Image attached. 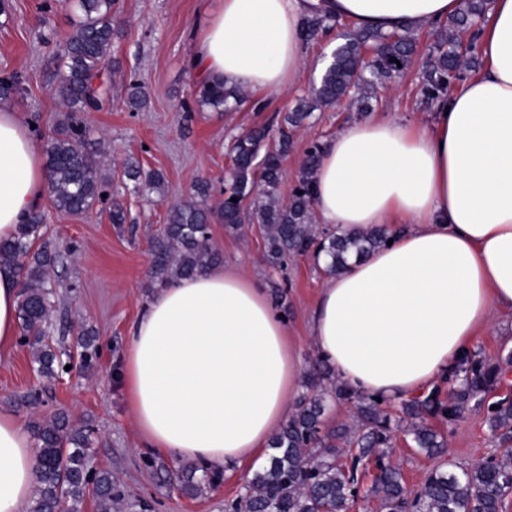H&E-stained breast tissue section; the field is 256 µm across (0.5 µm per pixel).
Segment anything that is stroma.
<instances>
[{
  "mask_svg": "<svg viewBox=\"0 0 512 512\" xmlns=\"http://www.w3.org/2000/svg\"><path fill=\"white\" fill-rule=\"evenodd\" d=\"M209 7V0H116L113 12L122 22L112 47L116 64L101 73L106 89L101 110L85 116L87 138L100 154L102 175L109 178L107 196L82 215L57 210L47 197L38 205L43 240L59 255L48 332L61 352L90 336L92 358L76 376L48 384L34 373L23 340L0 349V406L11 409L27 426L63 415L73 425L92 427L95 467L112 471L120 480L114 512H224L225 502L236 496L254 470L250 464L225 469L216 488L196 497L184 495L170 478L181 462L145 447L117 372L130 328L158 289L150 276L153 245L169 206L189 199L194 185L204 180L210 185L207 205L219 207L228 184L230 138L255 127L277 129L297 97L308 93L318 79L324 53L337 44L332 33L307 39L300 79L285 92H246L242 105L232 112L204 107L198 103L201 83L189 57L197 26ZM78 19L79 10L70 0H6L0 10V79L16 72L23 75V92L9 101L41 145L53 136L64 115L54 93L55 59ZM413 35L418 43L415 64L402 80L380 91L374 114L423 121L432 110L420 73L434 41L433 30L421 27ZM134 84L147 96L140 110L127 104ZM359 117L344 105L315 111L310 125L296 132L283 163L281 200H289L298 185L306 151ZM130 159L143 171L162 173L161 188L150 198L128 191L123 166ZM116 207L124 210L125 223H113ZM209 232L210 245L223 262L243 263L266 288L294 335H307L308 317L324 280L313 257L289 261L278 271L266 263L264 242L257 234H231L218 219L212 220ZM505 347L512 348L511 312L494 316L474 352L492 360ZM36 389L43 394L42 404L22 405V397ZM444 432L448 447L441 458L418 453L409 437L395 436L391 456L409 487H418L443 459L471 465L498 451L485 407L470 406Z\"/></svg>",
  "mask_w": 512,
  "mask_h": 512,
  "instance_id": "obj_1",
  "label": "stroma"
}]
</instances>
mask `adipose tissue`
<instances>
[{
    "label": "adipose tissue",
    "instance_id": "obj_1",
    "mask_svg": "<svg viewBox=\"0 0 512 512\" xmlns=\"http://www.w3.org/2000/svg\"><path fill=\"white\" fill-rule=\"evenodd\" d=\"M459 0H213L190 66L203 81L268 93L303 66V20L322 12L395 31L444 22ZM475 46L484 66L436 99L427 124H348L322 147L318 223L384 228L393 242L326 276L309 316L314 354L363 396L392 401L438 382L493 312H512V0H492ZM40 146L0 104V240L47 186ZM19 277L0 266V346L19 333ZM297 336L234 265L159 288L131 330L121 377L147 447L210 469L258 457L300 390ZM35 442L0 408V512L32 497Z\"/></svg>",
    "mask_w": 512,
    "mask_h": 512
}]
</instances>
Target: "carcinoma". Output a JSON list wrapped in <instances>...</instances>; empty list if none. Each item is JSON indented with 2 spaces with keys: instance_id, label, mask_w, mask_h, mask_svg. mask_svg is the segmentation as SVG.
Masks as SVG:
<instances>
[{
  "instance_id": "carcinoma-1",
  "label": "carcinoma",
  "mask_w": 512,
  "mask_h": 512,
  "mask_svg": "<svg viewBox=\"0 0 512 512\" xmlns=\"http://www.w3.org/2000/svg\"><path fill=\"white\" fill-rule=\"evenodd\" d=\"M487 2L462 0L460 11L448 24L436 27L438 36L422 77L428 97L448 94L463 70L476 66L475 58L458 53V46L462 35H472ZM113 4L114 0H79L81 15L58 64L57 92L65 115L47 144L48 189L52 204L73 215L89 211L102 200L106 188L104 176L92 161L83 116L97 98L94 81L106 67L117 35ZM336 25L333 18L316 13L308 21V36ZM340 40L310 96L299 99L282 117L275 145L268 144V130L263 127L235 138L230 147V181L237 201H225L218 217L232 234L258 226L266 243V262L273 267L283 266L290 258H316L325 253L331 258L325 272L336 275L346 270L349 254L367 256L390 238L381 229L369 237L353 238L313 224L312 182L321 153L317 144L307 152L298 191L286 203L278 198L282 161L291 148L292 135L309 122L314 110L345 102L368 112L378 99V90L391 87L413 64L416 42L409 28L390 33L352 28L342 32ZM368 50L375 57L365 65L363 55ZM240 101L241 88L222 82L205 84L199 91L198 103L214 109L231 111ZM125 174L136 193L152 191L163 181L159 174L141 178L140 167L133 161L126 163ZM212 218V210L194 202L168 208L166 224L154 245L153 279L163 286L202 274L221 261L209 244ZM42 223V214L33 211L12 238L0 241V265L19 270L18 319L23 339L31 348L35 372L51 381L64 374L65 363L47 334L54 286L50 271L56 255L46 245H37ZM511 369V349L502 350L495 361L466 354L450 373L449 388L436 383L402 402L403 414L410 420L402 429L391 424L382 403L355 397L333 369L317 358L305 375L311 394L298 399L290 418L272 438L266 463L225 503V512H350L361 495L362 475L370 467L376 469L371 493L383 512H502L505 497L512 492V400L507 396L487 406V423L501 447L500 455L466 467L446 462L415 489L405 486L401 469L386 458L398 431L409 436L418 451L428 456L443 454L445 440L426 423V417L443 424L455 422L470 402L480 404L499 389ZM330 398L355 403L356 428L328 427L325 412ZM31 429L41 462L36 466L28 512H82L90 495L96 512H112L116 500L112 473L95 472L92 488L86 479L93 430L73 427L64 416L35 422ZM221 480L222 474L197 465L183 468L178 476L179 486L189 495L214 488Z\"/></svg>"
}]
</instances>
